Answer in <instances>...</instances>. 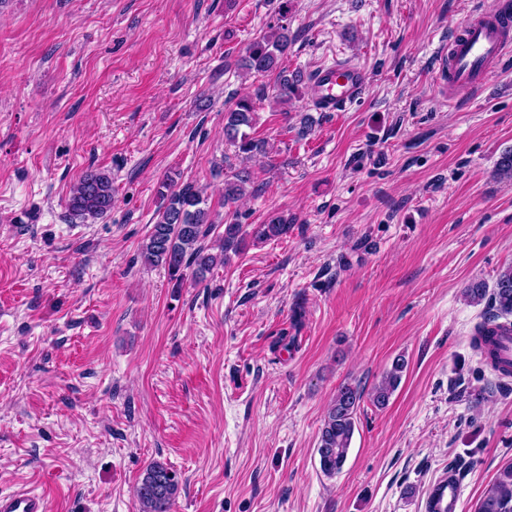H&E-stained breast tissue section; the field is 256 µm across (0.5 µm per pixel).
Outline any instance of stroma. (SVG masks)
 <instances>
[{
  "label": "stroma",
  "instance_id": "35a3bbf8",
  "mask_svg": "<svg viewBox=\"0 0 512 512\" xmlns=\"http://www.w3.org/2000/svg\"><path fill=\"white\" fill-rule=\"evenodd\" d=\"M493 0H5L0 5V494L48 512H139L159 460L172 512H425L443 474L459 512L512 462V377L470 337L476 279L512 265V62L456 103L436 48ZM287 23L283 65L360 64L343 112L258 101L269 157L242 160L224 111L272 87L240 51ZM312 115L298 137L297 113ZM255 190L225 212L222 161ZM103 219L68 216L87 169ZM205 188L244 231L285 215L202 282L175 287L140 249L165 176ZM385 408L370 393L397 356ZM363 394L341 473L317 442L342 384ZM112 180L93 170L87 171L73 187L68 210L82 223L105 217L112 210ZM180 474L159 461L149 464L136 488L140 512H171L181 489ZM1 512H46L47 503L42 495L18 491L9 496H0Z\"/></svg>",
  "mask_w": 512,
  "mask_h": 512
}]
</instances>
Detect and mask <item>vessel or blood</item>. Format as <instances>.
I'll return each instance as SVG.
<instances>
[{
    "instance_id": "b4317fda",
    "label": "vessel or blood",
    "mask_w": 512,
    "mask_h": 512,
    "mask_svg": "<svg viewBox=\"0 0 512 512\" xmlns=\"http://www.w3.org/2000/svg\"><path fill=\"white\" fill-rule=\"evenodd\" d=\"M512 57V8L471 10L460 29L449 37L439 55L441 76L449 99H457L485 85ZM366 73L352 62L319 65L312 74L310 101L322 112H339L356 103L366 88ZM460 487L441 476L427 495V512H459ZM0 512H47L42 495L25 490L0 496Z\"/></svg>"
}]
</instances>
